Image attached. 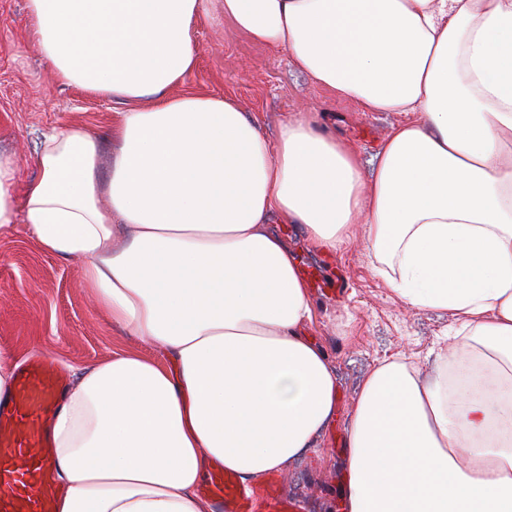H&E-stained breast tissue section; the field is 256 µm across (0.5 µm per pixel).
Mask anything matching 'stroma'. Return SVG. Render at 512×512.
<instances>
[{
    "label": "stroma",
    "mask_w": 512,
    "mask_h": 512,
    "mask_svg": "<svg viewBox=\"0 0 512 512\" xmlns=\"http://www.w3.org/2000/svg\"><path fill=\"white\" fill-rule=\"evenodd\" d=\"M25 0H0V157L14 161L16 184L38 175L36 149L53 127L84 123L108 134L122 102L91 99L59 84L38 46L24 34ZM196 47L200 62L190 76L193 88L231 93L249 117L276 132L290 111L310 107L324 132L352 143L364 169H371L378 146L392 125L393 112H362L337 99L296 70L286 53L251 44L219 10L201 21ZM277 232L299 261L318 263L321 272L342 276L340 295L315 298L311 336L335 368L338 408L316 442L314 453L283 470V487L300 512H332L330 502L345 486L344 447L348 415L363 377L375 366L405 355L418 366L435 357L443 335L454 326L450 312L409 306L375 270L369 250L355 242L337 253L313 246L300 224H280ZM12 344L21 359L46 356L67 369V381L112 352L142 350L123 336L81 280V263L41 252L24 226L0 236V344Z\"/></svg>",
    "instance_id": "obj_1"
}]
</instances>
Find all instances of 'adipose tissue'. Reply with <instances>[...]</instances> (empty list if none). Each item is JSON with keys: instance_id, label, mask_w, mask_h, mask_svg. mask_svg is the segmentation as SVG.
<instances>
[{"instance_id": "adipose-tissue-1", "label": "adipose tissue", "mask_w": 512, "mask_h": 512, "mask_svg": "<svg viewBox=\"0 0 512 512\" xmlns=\"http://www.w3.org/2000/svg\"><path fill=\"white\" fill-rule=\"evenodd\" d=\"M211 0H25L57 81L125 103L103 155L51 128L40 176L0 159V235L78 259L149 346L83 371L50 425L55 512H205L213 463L257 484L315 449L336 372L273 223L366 247L409 304L459 322L436 373L396 358L347 424L345 512H512V0H224L251 43L332 96L399 112L370 176L310 108L275 137L231 95L188 90ZM108 177H101V167Z\"/></svg>"}]
</instances>
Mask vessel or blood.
I'll use <instances>...</instances> for the list:
<instances>
[{
    "mask_svg": "<svg viewBox=\"0 0 512 512\" xmlns=\"http://www.w3.org/2000/svg\"><path fill=\"white\" fill-rule=\"evenodd\" d=\"M64 393L63 379L48 359L21 367L7 401H0V512H53L58 491L49 422ZM271 474L264 485L245 486L216 467L201 488L218 512H296L297 505Z\"/></svg>",
    "mask_w": 512,
    "mask_h": 512,
    "instance_id": "1",
    "label": "vessel or blood"
}]
</instances>
